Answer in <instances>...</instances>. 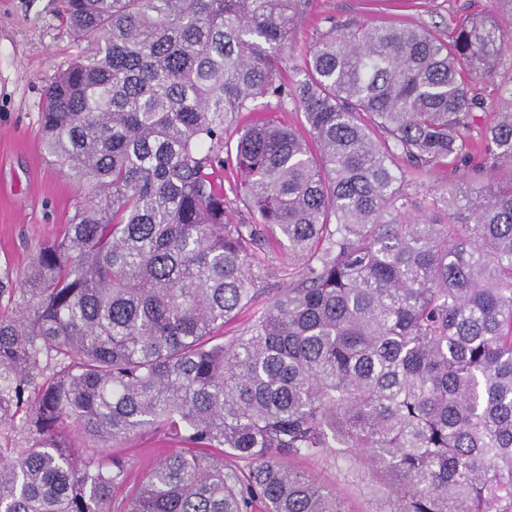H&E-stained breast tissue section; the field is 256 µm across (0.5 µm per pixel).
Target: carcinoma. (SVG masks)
<instances>
[{"instance_id": "1", "label": "carcinoma", "mask_w": 512, "mask_h": 512, "mask_svg": "<svg viewBox=\"0 0 512 512\" xmlns=\"http://www.w3.org/2000/svg\"><path fill=\"white\" fill-rule=\"evenodd\" d=\"M440 34L325 16L284 87L304 0H60L88 49L47 89L39 136L93 192L20 287L0 279V512H348L288 461L367 473L377 512H512V85L476 88L512 41V0ZM288 97L221 158L224 124ZM479 131L473 137V131ZM251 214L226 224L221 172ZM462 172L416 219L409 170ZM301 261L261 294L257 226ZM162 428L130 471L68 443ZM247 462L241 469L237 462ZM270 107L275 112L274 115H277L278 119L288 127L292 128H300L304 123V118L301 112H298L295 106L288 99H285L284 104L280 108L278 105V101L276 98H270L269 100ZM278 106V107H277Z\"/></svg>"}]
</instances>
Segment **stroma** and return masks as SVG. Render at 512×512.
<instances>
[{
    "instance_id": "35a3bbf8",
    "label": "stroma",
    "mask_w": 512,
    "mask_h": 512,
    "mask_svg": "<svg viewBox=\"0 0 512 512\" xmlns=\"http://www.w3.org/2000/svg\"><path fill=\"white\" fill-rule=\"evenodd\" d=\"M57 9V0H0V277L14 280L26 272L39 247L62 237L89 198L88 190L75 185L46 154L38 135L48 86L83 48ZM497 9L495 0H307L283 52L282 78L290 80L302 66L314 26L325 15L390 18L444 31L449 18ZM261 256L262 293L225 324V339L241 335L298 270L287 246L271 237L263 238ZM172 445L163 432L144 429L114 444L111 452L130 460L128 482L136 485ZM293 465L336 490L348 512H375L377 503L366 484L319 459L298 458Z\"/></svg>"
}]
</instances>
